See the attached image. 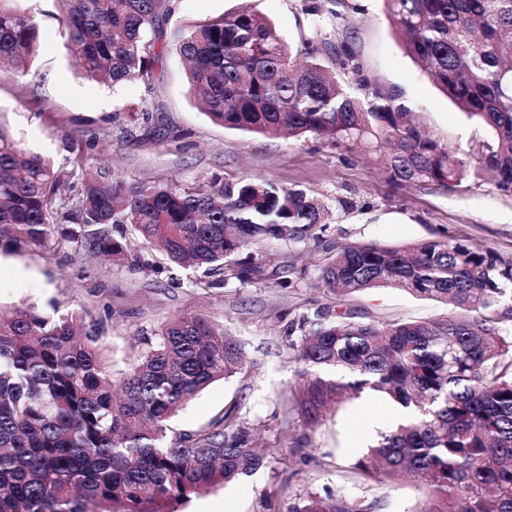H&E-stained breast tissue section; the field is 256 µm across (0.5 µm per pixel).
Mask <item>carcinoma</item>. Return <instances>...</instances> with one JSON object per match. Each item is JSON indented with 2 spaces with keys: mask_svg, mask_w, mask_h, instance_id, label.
Here are the masks:
<instances>
[{
  "mask_svg": "<svg viewBox=\"0 0 512 512\" xmlns=\"http://www.w3.org/2000/svg\"><path fill=\"white\" fill-rule=\"evenodd\" d=\"M77 70L114 87L152 88L168 47L189 90L228 130L311 135L351 150L370 144L395 184L453 188L485 175L512 192V0H383L404 50L448 99L488 131L477 154L428 136L394 90L376 88L348 37L328 29L360 10L309 0L304 38L286 43L249 7L167 37L169 0H57ZM39 49L35 16L0 0V63L27 72ZM50 159L23 148L0 121V251L44 243L62 222L96 226L92 252L112 262L127 247L103 226L128 224L180 267L246 283L267 239L318 245L332 211L317 197L244 179L185 189L104 183L85 174L78 197ZM338 310L302 316L293 405L309 423L328 404L370 390L402 419L354 469L380 482L407 475L425 499L407 512H512V263L467 240L327 248L319 271ZM392 288L453 306L440 321L364 322L346 297ZM76 314L0 310V512H175L205 489L248 476L266 449L208 428L168 435V422L243 359L240 345L201 316L162 325L158 340L117 375ZM290 512H360L344 496H310Z\"/></svg>",
  "mask_w": 512,
  "mask_h": 512,
  "instance_id": "obj_1",
  "label": "carcinoma"
}]
</instances>
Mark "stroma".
<instances>
[{
    "instance_id": "obj_1",
    "label": "stroma",
    "mask_w": 512,
    "mask_h": 512,
    "mask_svg": "<svg viewBox=\"0 0 512 512\" xmlns=\"http://www.w3.org/2000/svg\"><path fill=\"white\" fill-rule=\"evenodd\" d=\"M332 39L351 36L366 74L397 91L420 124L462 153L478 150L486 131L460 112L401 47L382 0H358ZM40 31V52L29 73L0 68V113H6L25 147L53 158L73 184L84 172L105 182L174 183L184 188L212 180H269L313 192L332 208L328 244L376 242L406 245L450 235L512 261V194L492 179L449 189L432 182L396 185L366 149L351 151L308 137L300 140L224 129L191 97L184 64L173 51L155 67L153 89L141 82L111 89L77 75L58 30L55 0H17ZM174 30L248 6L269 19L289 43L306 27L302 0H171ZM141 104L149 121L130 122L123 110ZM125 235L128 257L107 265L89 250L87 230L59 224L44 244L0 254V308L28 306L46 314L81 313L99 336V350L120 373L155 344L160 326L201 315L238 340L246 361L219 379L170 423L174 433L195 432L234 408L225 432L246 431L268 448L266 463L236 482L192 496L177 512H290L306 497L342 494L361 512H407L420 497L408 482L364 479L354 465L379 432L394 423L395 405L371 392L306 424L292 405L298 365L288 333L301 316L335 306L321 286L323 255L316 248L269 240L258 249L264 270L250 282L211 287L203 270L171 264L134 233ZM293 277L292 287H281ZM367 319L432 320L447 306L387 288L349 298Z\"/></svg>"
}]
</instances>
